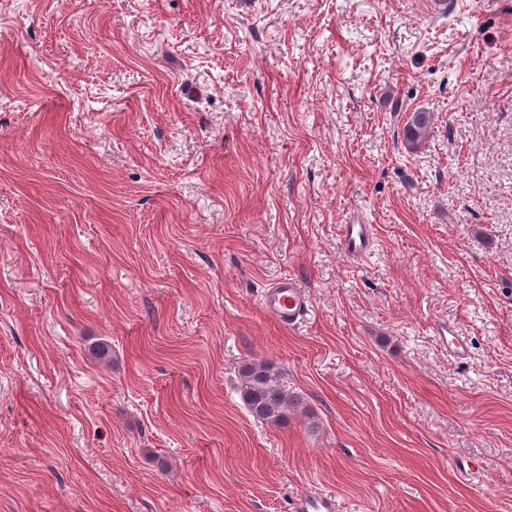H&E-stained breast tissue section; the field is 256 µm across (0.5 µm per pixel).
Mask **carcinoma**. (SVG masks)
I'll return each instance as SVG.
<instances>
[{
    "label": "carcinoma",
    "mask_w": 512,
    "mask_h": 512,
    "mask_svg": "<svg viewBox=\"0 0 512 512\" xmlns=\"http://www.w3.org/2000/svg\"><path fill=\"white\" fill-rule=\"evenodd\" d=\"M431 123V113H412L402 134L405 147L412 151L420 149ZM241 391L251 415L273 425L287 424L289 415L303 406L299 395L285 389L277 367L265 359H256L241 370Z\"/></svg>",
    "instance_id": "1"
}]
</instances>
